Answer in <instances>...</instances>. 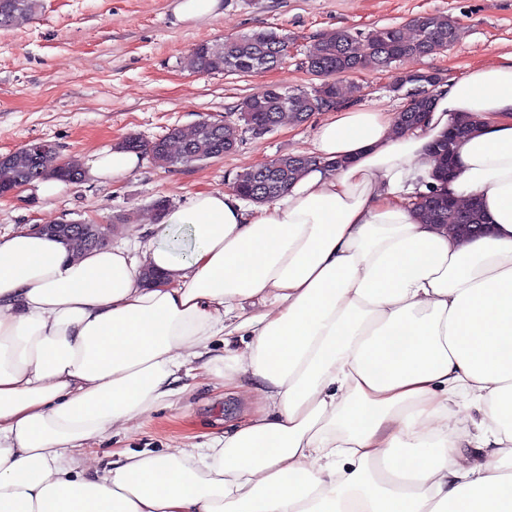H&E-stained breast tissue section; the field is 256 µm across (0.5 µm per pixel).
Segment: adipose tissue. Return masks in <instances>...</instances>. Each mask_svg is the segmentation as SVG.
<instances>
[{"mask_svg":"<svg viewBox=\"0 0 512 512\" xmlns=\"http://www.w3.org/2000/svg\"><path fill=\"white\" fill-rule=\"evenodd\" d=\"M432 94L399 135L328 109L313 151L336 169L261 206L197 192L131 250L0 234V512H512V62ZM465 115L437 180L429 147ZM433 189L479 198L489 233L420 223ZM218 372L258 404L209 447L86 451Z\"/></svg>","mask_w":512,"mask_h":512,"instance_id":"obj_1","label":"adipose tissue"}]
</instances>
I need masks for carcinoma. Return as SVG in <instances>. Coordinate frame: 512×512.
<instances>
[{
	"mask_svg": "<svg viewBox=\"0 0 512 512\" xmlns=\"http://www.w3.org/2000/svg\"><path fill=\"white\" fill-rule=\"evenodd\" d=\"M38 0H0V30L22 25L37 10ZM414 32L406 34L403 28L388 26L372 30L361 36L346 28L323 35L306 54L303 65L320 78V85L311 90L284 88L270 85L248 96L240 112L251 115V122L239 117L206 118V124L189 131L173 128L164 136L143 142L129 136L122 145L151 159H160L175 167L204 162L233 151L241 141L243 130L266 132L273 130L283 115L292 117L297 124L305 122L313 112L327 109L342 98L339 78L367 67L388 68L392 64L414 57H426L448 50L460 38L461 27L449 15L437 12L414 20ZM288 35L271 30L257 29L221 43L203 42L195 46L190 55V67L197 73L241 74L262 73L281 67L288 57ZM419 71L400 76L395 91L410 87L407 105L397 114L395 129L402 131L420 124L433 104L430 88L435 83L421 79ZM472 131V124L463 121L431 149L440 175L448 174L452 166L453 144ZM320 158L306 154H286L270 160V166L261 170L254 166L238 174L233 182L238 191L254 198L258 204L269 203L288 190V186ZM49 177L65 183L83 180L86 171L76 159L61 161L55 149L36 155L23 146L0 156V192L30 184ZM417 214L429 224L453 226L462 236L484 223V214L477 199L465 205L448 201V196L433 191L416 203ZM57 237L67 238V244L77 251L105 245L106 240L76 222L51 225Z\"/></svg>",
	"mask_w": 512,
	"mask_h": 512,
	"instance_id": "1",
	"label": "carcinoma"
}]
</instances>
